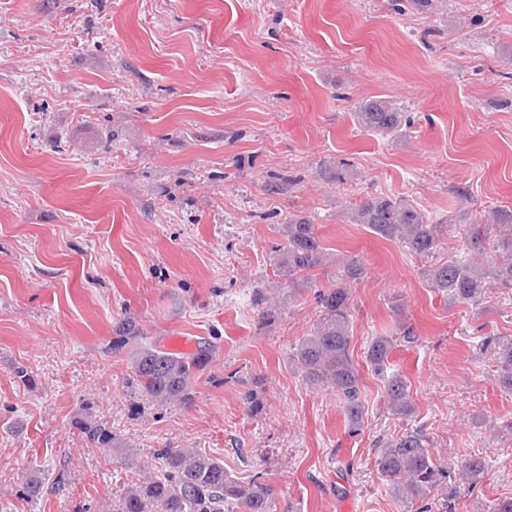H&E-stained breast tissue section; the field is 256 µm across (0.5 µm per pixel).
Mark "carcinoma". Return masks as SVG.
<instances>
[{"label": "carcinoma", "instance_id": "cac0c4a2", "mask_svg": "<svg viewBox=\"0 0 512 512\" xmlns=\"http://www.w3.org/2000/svg\"><path fill=\"white\" fill-rule=\"evenodd\" d=\"M355 118L359 125L381 134L397 132L406 122L405 113L388 99L363 102ZM352 224H362L382 239L394 242L415 256L429 257L440 248L455 218L436 217L404 197L384 194L367 196L347 211ZM498 239L488 248L486 225L471 224L465 245L473 256L465 261L438 262L424 271L430 287L449 299L478 305L494 288L512 290V211L497 213ZM285 244L278 249V268L288 282L316 288L314 299L318 318L310 333L302 337L293 353L295 368L313 386L336 393L343 404L349 428L364 425L362 376L350 347L351 284L363 274L359 259L347 256L336 262V277L317 286L319 269L328 264L318 236V227L307 217L295 216L283 227ZM117 349L127 350L132 382L146 398L159 406L189 405L199 372L211 360L212 349L192 354L170 352L157 343H144L131 319L118 322ZM412 343L413 329L401 325L394 335L374 337L364 351L365 366L385 381L387 410L403 418L414 413L410 387L405 378L387 373L389 357L398 341ZM480 352L490 356L497 367L499 388L512 394V339L487 338ZM89 448H121V439L108 423L87 417L75 420ZM375 464L392 491L410 498L425 497L442 489L441 500L457 497L460 487L475 488L487 471L486 459L471 456L447 470L433 458L426 438L413 429L379 441ZM159 466L142 471L115 502L112 512H273L270 486L255 479L242 482L224 470L218 458L195 448H157L152 452ZM448 486L441 487L442 480Z\"/></svg>", "mask_w": 512, "mask_h": 512}]
</instances>
